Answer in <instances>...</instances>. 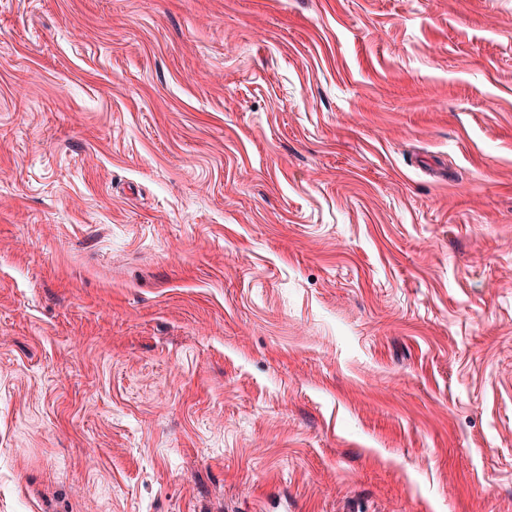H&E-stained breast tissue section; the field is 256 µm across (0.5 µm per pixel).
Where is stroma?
Listing matches in <instances>:
<instances>
[{"mask_svg":"<svg viewBox=\"0 0 512 512\" xmlns=\"http://www.w3.org/2000/svg\"><path fill=\"white\" fill-rule=\"evenodd\" d=\"M0 512H512V0H0Z\"/></svg>","mask_w":512,"mask_h":512,"instance_id":"stroma-1","label":"stroma"}]
</instances>
